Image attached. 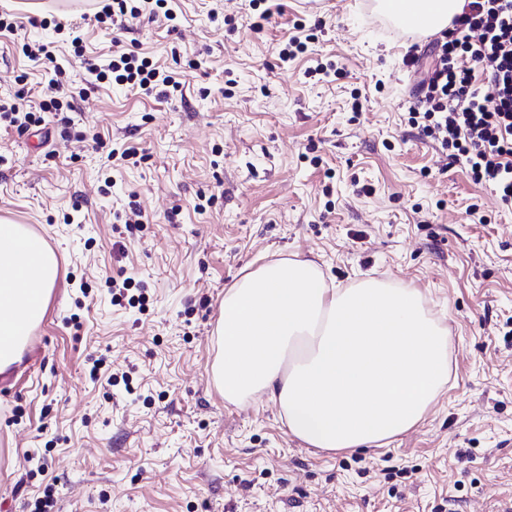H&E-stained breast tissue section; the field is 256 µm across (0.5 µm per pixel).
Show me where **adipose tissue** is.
<instances>
[{"label": "adipose tissue", "instance_id": "adipose-tissue-1", "mask_svg": "<svg viewBox=\"0 0 512 512\" xmlns=\"http://www.w3.org/2000/svg\"><path fill=\"white\" fill-rule=\"evenodd\" d=\"M464 0H378L432 33ZM57 278L54 252L23 225L0 222V372L43 319ZM213 341L226 403L269 396L289 437L325 450L386 443L418 425L445 389L451 338L423 294L374 278L327 283L310 260L276 258L225 289Z\"/></svg>", "mask_w": 512, "mask_h": 512}]
</instances>
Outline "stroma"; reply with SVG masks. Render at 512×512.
<instances>
[{"instance_id":"obj_1","label":"stroma","mask_w":512,"mask_h":512,"mask_svg":"<svg viewBox=\"0 0 512 512\" xmlns=\"http://www.w3.org/2000/svg\"><path fill=\"white\" fill-rule=\"evenodd\" d=\"M11 2L2 99L36 98L58 68L83 83V57L114 49L90 0ZM175 4V21L123 40L182 74L184 103L103 84L47 115L38 150L0 127V218L58 262L36 356L0 374V512H33L48 488L50 512H496L512 497V209L409 125L410 43L376 29L368 0H267L258 31L250 0ZM59 21L82 32L83 57ZM298 23L317 38L282 65ZM33 40L54 60L25 55ZM327 61L344 77L307 76ZM129 141L138 165L107 162ZM133 206L145 223H127ZM281 255L340 286L419 289L443 318L448 385L390 445L308 447L268 397L234 406L213 385L225 288ZM119 270L144 309L111 304ZM101 356L112 377L91 380Z\"/></svg>"}]
</instances>
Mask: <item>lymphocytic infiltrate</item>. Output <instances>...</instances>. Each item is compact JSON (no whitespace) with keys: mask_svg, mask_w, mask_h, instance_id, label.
Returning a JSON list of instances; mask_svg holds the SVG:
<instances>
[{"mask_svg":"<svg viewBox=\"0 0 512 512\" xmlns=\"http://www.w3.org/2000/svg\"><path fill=\"white\" fill-rule=\"evenodd\" d=\"M169 0H107L97 21L112 20L124 30L132 20L172 19ZM432 55L420 94L408 121L421 138L464 160L474 183L495 191L512 208V0H464L448 30L428 45ZM86 70L97 82L127 86L145 95L175 100L183 83L150 57L134 50L109 61L88 59ZM81 90L54 81L50 98L38 104L0 99V123L38 126L49 111L72 106Z\"/></svg>","mask_w":512,"mask_h":512,"instance_id":"lymphocytic-infiltrate-1","label":"lymphocytic infiltrate"}]
</instances>
